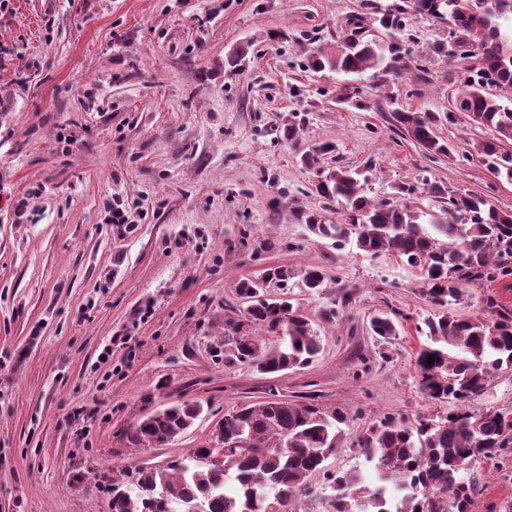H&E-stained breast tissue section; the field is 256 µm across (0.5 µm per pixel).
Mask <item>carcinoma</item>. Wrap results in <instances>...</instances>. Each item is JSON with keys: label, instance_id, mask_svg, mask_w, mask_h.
Listing matches in <instances>:
<instances>
[{"label": "carcinoma", "instance_id": "1", "mask_svg": "<svg viewBox=\"0 0 512 512\" xmlns=\"http://www.w3.org/2000/svg\"><path fill=\"white\" fill-rule=\"evenodd\" d=\"M450 23L448 45L435 51L475 57L463 85L445 113L448 121L466 115L496 136L477 146L487 168L512 183V104L492 93L512 90V39L501 37L499 20L512 18V0H402L389 12H371L372 22L391 32L413 18ZM363 17L347 20L336 40L310 54L308 66L344 74L374 69L398 76L409 53L395 41L369 38ZM250 53L243 44L224 56V69L239 71ZM441 118L434 112L391 113V129L407 132L428 158L449 157L452 149L437 134ZM336 145L324 142L299 150L302 166L316 177V193L325 203H343L342 221L317 211L293 208L308 231L342 249L352 243L368 255L394 252L422 276L424 299L442 312L417 326L430 340L417 355L419 392L448 404V412L416 422L387 416L353 441L355 452L373 464L376 481L368 483L357 468L342 473L325 470V461L344 442L349 422L340 409L322 410L315 397L306 401L276 399L244 404L224 414V465L206 462L215 448H198L191 463L173 472L139 468L126 486L112 483L110 512H290L293 499L307 497L310 483L322 476L336 495L329 512H472L478 483L463 473L481 458H495L512 444V411L477 409L493 372L512 368V312L486 297L483 316L448 313V304L463 299L466 286L512 276V212L491 205L476 193L455 196L448 187L423 179V192L440 202L438 210L412 207L406 198L414 184L396 187L394 198L366 195L368 177L348 166L323 167ZM291 277L285 266L265 269L261 277L244 279L236 288L244 300L243 319L230 320L229 361L248 364L263 374H278L308 365L320 352V340L304 309L287 298L267 296V288ZM305 287L316 293L325 274L319 267L304 272ZM264 335L256 336L253 328ZM373 335H397L388 313L370 322ZM435 356L434 364L427 362ZM202 412L197 402L171 405L144 418L130 435L132 442L162 446L188 430Z\"/></svg>", "mask_w": 512, "mask_h": 512}]
</instances>
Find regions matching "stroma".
<instances>
[{"label":"stroma","instance_id":"obj_1","mask_svg":"<svg viewBox=\"0 0 512 512\" xmlns=\"http://www.w3.org/2000/svg\"><path fill=\"white\" fill-rule=\"evenodd\" d=\"M364 3L10 0L0 13V512H109L115 472L215 447V424L244 403L316 396L350 413V441L386 416L447 412L417 389L415 326L434 311L419 270L336 249L291 210L324 205L281 138L291 118L302 146L332 141L340 165L372 163L369 197L426 177L512 209V184L474 154L493 129L441 122L453 155L436 159L390 129L396 110L445 114L467 76L471 60L434 50L447 25L397 32L419 61L399 78L307 66ZM246 42L244 71L225 74ZM117 198L129 223H104ZM272 266L291 270L285 294L321 343L279 376L224 360L238 283ZM312 266L326 274L316 294ZM490 295L512 311V278L468 286L448 311L483 315ZM390 311L401 319L385 342L369 323ZM178 401L203 406L191 428L164 446L130 441ZM472 475L474 512L512 504V447Z\"/></svg>","mask_w":512,"mask_h":512}]
</instances>
